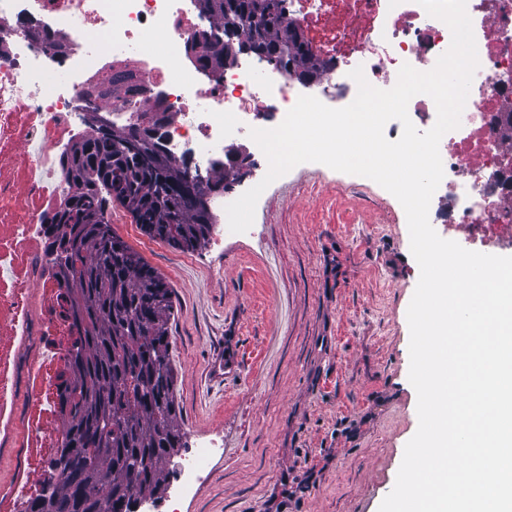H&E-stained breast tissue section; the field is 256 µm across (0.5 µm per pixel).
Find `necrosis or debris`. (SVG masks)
I'll return each mask as SVG.
<instances>
[{
    "instance_id": "1",
    "label": "necrosis or debris",
    "mask_w": 512,
    "mask_h": 512,
    "mask_svg": "<svg viewBox=\"0 0 512 512\" xmlns=\"http://www.w3.org/2000/svg\"><path fill=\"white\" fill-rule=\"evenodd\" d=\"M467 12L479 67L460 127L439 144L429 219L466 227L471 247L492 251L512 243V0H467ZM285 19L327 64L316 96L328 106L354 100L356 67L388 89L402 64L432 69L452 39L417 0H286ZM216 32L195 0H0V444L14 433L15 378L33 344L39 417L26 439L45 448L57 437L41 416L73 333L46 222L67 194L61 155L94 133L77 116L105 112L124 132L158 127L167 153L207 184L226 143L248 140L249 121H283L296 104L292 76L266 61L202 72L188 48Z\"/></svg>"
}]
</instances>
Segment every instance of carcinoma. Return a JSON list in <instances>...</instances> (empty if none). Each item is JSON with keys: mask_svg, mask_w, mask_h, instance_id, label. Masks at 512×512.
<instances>
[{"mask_svg": "<svg viewBox=\"0 0 512 512\" xmlns=\"http://www.w3.org/2000/svg\"><path fill=\"white\" fill-rule=\"evenodd\" d=\"M220 21L224 39L236 46L255 42L287 67L308 69L312 61L296 46L297 29L284 20L285 0H197ZM205 70L224 66V54L204 41L191 48ZM139 138L140 155L126 151ZM155 130L120 134L97 128L62 167L69 189L77 179L97 188L64 202L51 227L78 229V242L49 246L54 266L73 280L67 292V319L76 336L67 356L71 380L60 386L59 400L71 409L62 442L50 461L46 485L28 500L24 512L41 502L55 512H133L132 499L153 497L170 474L182 434L174 396L176 375L169 356L171 292L163 278L105 220L113 199L151 237L181 249L211 223L188 192L186 167L157 150ZM165 164L158 181L152 158ZM99 222L87 224V215ZM78 473L83 492L76 495L68 475Z\"/></svg>", "mask_w": 512, "mask_h": 512, "instance_id": "cac0c4a2", "label": "carcinoma"}]
</instances>
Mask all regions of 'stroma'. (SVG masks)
<instances>
[{
	"label": "stroma",
	"mask_w": 512,
	"mask_h": 512,
	"mask_svg": "<svg viewBox=\"0 0 512 512\" xmlns=\"http://www.w3.org/2000/svg\"><path fill=\"white\" fill-rule=\"evenodd\" d=\"M399 201L376 182L299 165L258 199L252 226L215 216L196 248L144 233L109 203L113 233L167 283L182 462L220 447L203 480L165 483L139 512H379L418 428L407 310L420 269ZM0 447V512L54 454Z\"/></svg>",
	"instance_id": "obj_1"
}]
</instances>
